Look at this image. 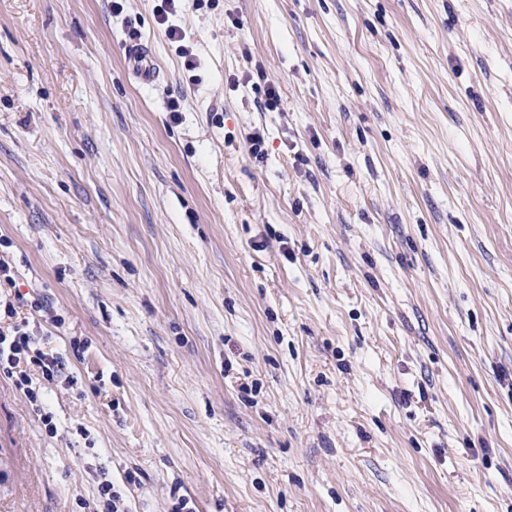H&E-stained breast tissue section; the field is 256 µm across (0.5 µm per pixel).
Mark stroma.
<instances>
[{
	"instance_id": "35a3bbf8",
	"label": "stroma",
	"mask_w": 512,
	"mask_h": 512,
	"mask_svg": "<svg viewBox=\"0 0 512 512\" xmlns=\"http://www.w3.org/2000/svg\"><path fill=\"white\" fill-rule=\"evenodd\" d=\"M160 3L0 0V512H512V0ZM125 53L133 64L137 78L142 83H152L158 69L151 48L142 43H129L125 46ZM33 340L27 329V322L8 324L7 327H2L0 322V371L8 375H13L14 372L19 374L17 385L24 390L30 402L40 407L45 425L53 432L56 429L52 424L53 416L45 411L36 389L30 386L32 379L26 374L24 367L29 363L35 365L42 378L51 382L65 374L66 364L58 353L44 352L37 348L31 350V346L35 344Z\"/></svg>"
}]
</instances>
